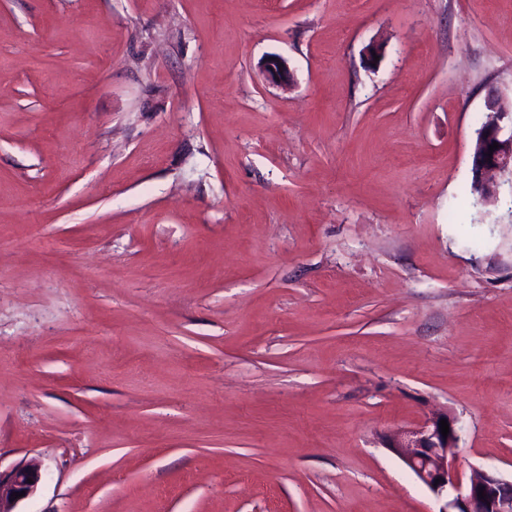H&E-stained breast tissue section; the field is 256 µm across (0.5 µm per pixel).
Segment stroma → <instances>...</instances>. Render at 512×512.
<instances>
[{
    "label": "stroma",
    "instance_id": "obj_1",
    "mask_svg": "<svg viewBox=\"0 0 512 512\" xmlns=\"http://www.w3.org/2000/svg\"><path fill=\"white\" fill-rule=\"evenodd\" d=\"M493 90L512 0H0L20 512H439L383 440L444 410L460 476L511 478ZM264 71L270 82L276 85H287L289 72L287 61L279 55L268 56L263 64ZM486 110L478 132L484 129L488 122L489 124L476 138L471 154V173L488 200L495 192V174L504 173L509 169L512 172V115L510 112H491L488 108ZM507 116L510 118L505 120ZM493 142L498 143V149H494L492 156H489V146L493 145Z\"/></svg>",
    "mask_w": 512,
    "mask_h": 512
}]
</instances>
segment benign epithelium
I'll list each match as a JSON object with an SVG mask.
<instances>
[{
  "instance_id": "1",
  "label": "benign epithelium",
  "mask_w": 512,
  "mask_h": 512,
  "mask_svg": "<svg viewBox=\"0 0 512 512\" xmlns=\"http://www.w3.org/2000/svg\"><path fill=\"white\" fill-rule=\"evenodd\" d=\"M268 80L276 85L289 81L287 61L279 55L268 56L263 64ZM512 117L507 112L490 113L488 126L478 134L471 154V173L486 198L494 193V176L512 170ZM498 143V149L489 146ZM449 424V434L444 437L440 420ZM458 441L456 418L441 412L422 426L412 430H399L385 437L384 444L390 449L433 494L442 496L453 489L455 495L447 500L440 512H512V479L475 469L466 483H459L455 475L454 449ZM41 475L32 465L0 472V512H16L18 503L32 496ZM486 497L479 498V491ZM25 492L15 500L11 494Z\"/></svg>"
}]
</instances>
